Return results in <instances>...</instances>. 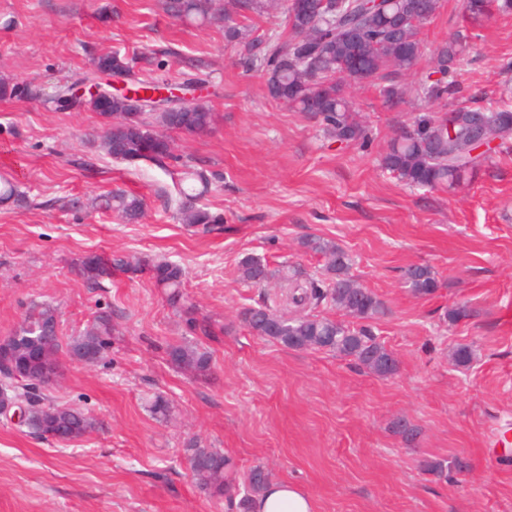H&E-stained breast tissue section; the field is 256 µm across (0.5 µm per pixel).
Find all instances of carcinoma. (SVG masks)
<instances>
[{
    "mask_svg": "<svg viewBox=\"0 0 512 512\" xmlns=\"http://www.w3.org/2000/svg\"><path fill=\"white\" fill-rule=\"evenodd\" d=\"M166 10L179 19L224 23V36L243 41L245 63L263 73L270 97L295 112L310 113L322 120L328 134L340 141L361 142L368 139L365 127L352 114L349 100L343 93L336 73L347 74L348 83L359 84L380 76L388 78L412 70L422 55L416 39V27L403 22L406 16L430 17L436 10V0H307L309 12L291 13L287 38L276 37L265 47L243 40L235 18L249 13L272 11L269 0H165ZM492 0H460V11L473 24L490 18ZM358 24L365 29L364 40L350 49L345 38L346 27ZM465 38L456 36L438 49L435 56L437 72L442 79L419 87L420 96L431 100L448 90L443 77L452 73L467 54ZM137 59L112 50L92 59L91 69L83 79L108 74L129 78L137 89L153 90L160 85L154 79H140L135 72ZM69 87L57 86L52 94L44 88L24 81L0 80V99L37 101L45 99L61 112L84 108L97 112L107 121L100 138V148L109 157L122 161H148L158 167L173 158L168 133L201 135L215 123V113L204 103H193L177 112H157L154 101L145 105L123 98L91 100L73 104L68 97ZM486 120L512 139V101L499 100L489 106L461 107L443 118H418L413 128L393 138L382 158L383 166L409 186L435 189H456L473 175L488 159L482 153L471 156L474 130L479 121ZM209 178L201 170L184 172L177 186V214L182 223L198 232L207 233L224 223V216L200 204L208 192ZM0 202L17 207L32 204L29 196L8 180L0 181ZM63 206L72 210L103 207L122 219L132 222L144 216L142 198L117 188L99 200L70 198ZM299 246L307 253L321 258V278L293 279L288 284V301L293 312L287 314L266 305L243 311L242 320L256 336L294 350H325L356 362L367 372L387 378L398 369V360L383 342L364 326H349L305 309L328 303L344 315L357 321L374 319L383 312V302L349 274L351 258L334 241L318 236L302 239ZM118 270L132 274L148 271L162 288L169 303L182 309L186 321L203 335L211 334V326L198 320L194 310L181 304L184 270L177 264L158 258H139L135 261L114 254L110 257L90 255L81 262L80 272L95 288L102 280ZM242 281L261 285L275 276L267 264L250 257L238 268ZM411 290L420 296H430L437 289L436 274L428 265H416L408 281ZM56 321L55 309L31 302L25 318L13 336L19 338L11 360L27 375L15 381L10 394H19L36 407L30 433L67 440L83 438L95 430L96 420L89 413L62 404L43 405L38 389L49 381L38 379L41 369L35 353L45 347L42 330ZM112 317L99 313L93 323L80 335L62 344H54L58 352L73 348L91 363L100 361L111 345ZM173 364L201 380L211 375L210 353L196 344L183 343L172 347ZM190 473L196 486L214 498L236 490L237 512H252L256 498L270 483L267 469L258 465L250 470L240 487H235L236 472L233 460L219 448L192 443L186 449Z\"/></svg>",
    "mask_w": 512,
    "mask_h": 512,
    "instance_id": "carcinoma-1",
    "label": "carcinoma"
}]
</instances>
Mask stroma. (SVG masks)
Here are the masks:
<instances>
[{
	"mask_svg": "<svg viewBox=\"0 0 512 512\" xmlns=\"http://www.w3.org/2000/svg\"><path fill=\"white\" fill-rule=\"evenodd\" d=\"M459 34L471 52L453 75L456 90L418 99L436 50ZM417 37L423 55L398 77V100H385L380 78L348 88L369 136L361 145L274 101L223 24L174 19L163 0H0V78L50 88L80 79L92 55L147 54L158 80L203 78L201 98L216 115L209 133L172 134L175 158L161 168L101 152L97 112L0 100V177L36 200L0 204V338L33 300L58 306L66 339L102 311L114 326L102 361L68 364L46 390L95 417L90 435L38 438L0 416V512H229L191 478L194 441L224 450L240 471L261 465L298 485L316 512H512V446L496 443L512 425V152H492L453 191L408 186L382 165L388 142L418 117L480 107L512 88V12L474 27L459 0H438ZM186 161L211 178L203 203L224 215L213 233L176 217ZM116 187L145 199L140 221L55 205ZM307 235L341 245L352 274L383 302L370 326L398 357L394 376L283 347L244 325L245 308L285 301L280 280L244 283L240 262L314 272L319 258L299 247ZM90 254L180 265L184 303L211 334H195L149 274L91 287L79 271ZM420 264L436 274L433 295L403 283V270ZM460 304L470 317L449 323L446 311ZM184 342L210 353V379L170 363L167 345ZM460 344L476 352L470 367L451 361ZM157 394L172 404L168 420L148 408ZM401 419L417 428L413 442L395 430ZM443 459L447 478L424 472Z\"/></svg>",
	"mask_w": 512,
	"mask_h": 512,
	"instance_id": "1",
	"label": "stroma"
}]
</instances>
